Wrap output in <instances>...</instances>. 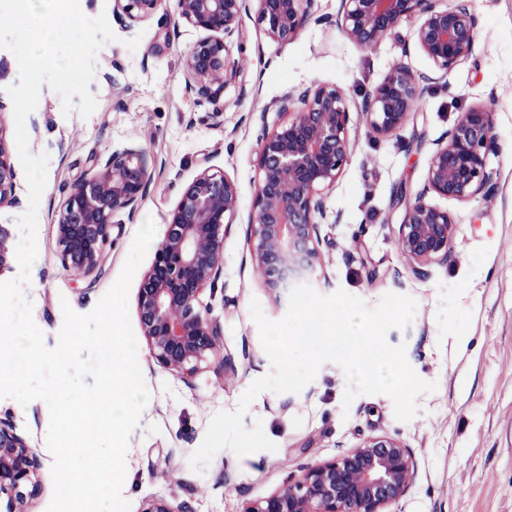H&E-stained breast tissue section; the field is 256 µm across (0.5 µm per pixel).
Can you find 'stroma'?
I'll return each instance as SVG.
<instances>
[{"mask_svg": "<svg viewBox=\"0 0 512 512\" xmlns=\"http://www.w3.org/2000/svg\"><path fill=\"white\" fill-rule=\"evenodd\" d=\"M337 5L315 0L288 45L268 38L254 14L244 15L229 47L231 60H246L247 66L216 106L185 90L183 56L205 33L179 20L175 0H165L156 15L134 27L112 22L117 39L97 53L89 86L97 108L90 117L63 114L59 95L41 89L37 110L49 119L30 150L49 156L47 185L38 210V255L23 292L46 346L58 341L63 304L89 312L114 284L145 219H153L157 237H164L169 210L200 171H224L239 192L240 208L224 237V271L200 297L221 326L223 350L185 380L160 368L145 342L137 344L150 403L125 456L123 496L130 512H142L154 497L186 512H242L246 503L299 480L308 467L378 434L398 439L416 463L410 487L388 512H512V0H473L475 53L444 77L418 49L411 24L366 52L329 26ZM133 37L139 44L127 49L124 42ZM398 63L429 76L428 88L397 135L376 139L365 124L354 125L349 162L323 192L328 214L342 220L319 227L324 264L310 285L324 295L344 289L371 306L388 292L413 296L411 324L390 330L387 341L404 346L411 367L423 380L437 382V390L420 395L414 418L400 422L384 394L361 395L343 406L348 381L339 365L327 362L301 393L265 391L250 405L245 426L262 419L276 451L240 457L223 449L204 472L192 471L188 458L212 416L234 409L248 386L270 370L249 313L251 299L270 319L287 311L259 282L248 245L260 136L286 119L273 100L328 83L359 102ZM489 101L499 134L488 154L491 186L468 203L432 196L454 216L455 235L447 258L413 274L396 246L400 217L391 201L397 191L423 189L434 142L469 105ZM120 145L142 149L146 196L136 213L114 215L120 233L100 270L88 276L64 271L55 219L66 189L87 172L92 157ZM0 419L37 450L36 512H46L53 496L49 408L42 400L23 406L2 398Z\"/></svg>", "mask_w": 512, "mask_h": 512, "instance_id": "obj_1", "label": "stroma"}]
</instances>
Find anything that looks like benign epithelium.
<instances>
[{"label":"benign epithelium","instance_id":"benign-epithelium-1","mask_svg":"<svg viewBox=\"0 0 512 512\" xmlns=\"http://www.w3.org/2000/svg\"><path fill=\"white\" fill-rule=\"evenodd\" d=\"M271 40L297 39L314 0H176L180 19L209 32L183 57L186 88L198 99L218 104L224 89L241 74L230 63L227 39L240 33L249 2ZM334 25L359 49L372 51L399 28L414 23L417 47L434 66L448 73L470 59L477 43L472 0H338ZM163 0H114L112 13L128 28L153 16ZM426 77L397 64L358 105L339 86L320 84L274 102L288 121L260 138L261 179L248 214L256 226L250 245L252 266L262 287L280 302L296 281L322 266L318 226L325 219L321 194L336 183L349 162L354 121L378 137L401 130L422 99ZM494 109L476 103L461 112L445 138L432 150L421 192H399L402 207L396 235L407 269L448 255L455 232L452 215L429 195L459 202L476 197L492 179L488 151L498 134ZM357 117H352V114ZM15 170L0 127V208L14 202ZM148 183L142 150L118 147L96 157L86 176L72 183L57 214L64 270L89 275L106 259L113 243L114 214L135 212ZM235 182L206 168L183 189L168 212L164 240L143 273L137 295L140 333L150 357L162 369L191 377L224 345L216 320L201 307L200 296L224 267V236L239 210ZM35 449L0 421V493L7 492L6 512H35L40 493ZM415 473L410 451L397 439L373 435L332 460L311 466L302 478L242 512H387L408 490ZM142 512H183L160 497Z\"/></svg>","mask_w":512,"mask_h":512}]
</instances>
